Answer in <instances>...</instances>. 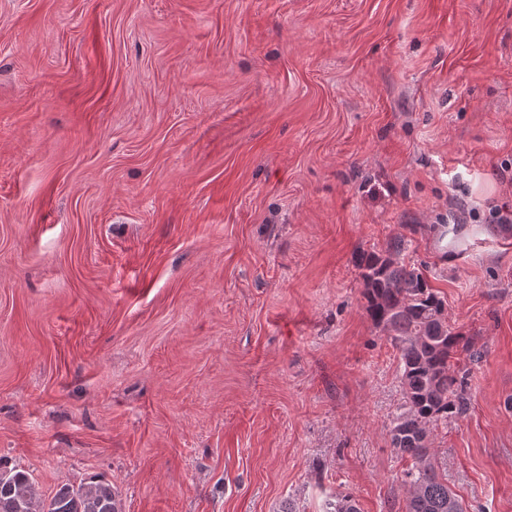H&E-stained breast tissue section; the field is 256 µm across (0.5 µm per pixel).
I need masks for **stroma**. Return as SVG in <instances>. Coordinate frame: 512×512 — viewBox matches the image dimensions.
I'll return each instance as SVG.
<instances>
[{"mask_svg":"<svg viewBox=\"0 0 512 512\" xmlns=\"http://www.w3.org/2000/svg\"><path fill=\"white\" fill-rule=\"evenodd\" d=\"M512 0H0V464L124 512H405L404 237L468 351L430 454L512 512Z\"/></svg>","mask_w":512,"mask_h":512,"instance_id":"obj_1","label":"stroma"}]
</instances>
